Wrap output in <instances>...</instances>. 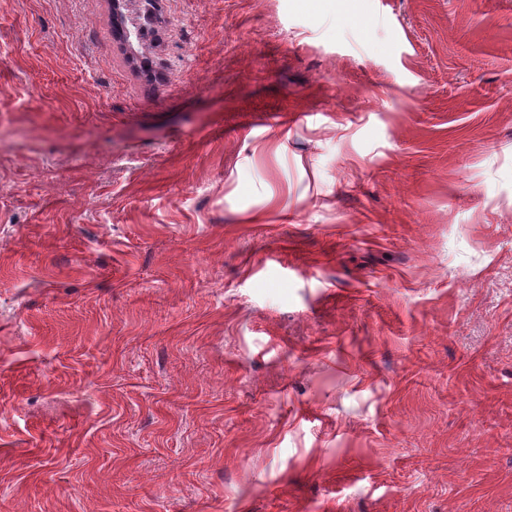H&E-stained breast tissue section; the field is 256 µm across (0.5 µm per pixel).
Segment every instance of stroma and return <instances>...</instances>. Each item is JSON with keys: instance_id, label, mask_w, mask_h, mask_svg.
<instances>
[{"instance_id": "obj_1", "label": "stroma", "mask_w": 512, "mask_h": 512, "mask_svg": "<svg viewBox=\"0 0 512 512\" xmlns=\"http://www.w3.org/2000/svg\"><path fill=\"white\" fill-rule=\"evenodd\" d=\"M0 0V512H512V0ZM121 12V24L126 40L134 38L139 43H144L152 30L151 25L154 16L148 6L153 0H123ZM153 7V6H152Z\"/></svg>"}]
</instances>
